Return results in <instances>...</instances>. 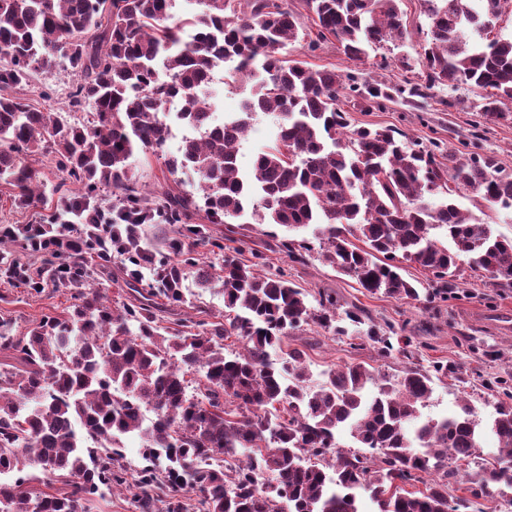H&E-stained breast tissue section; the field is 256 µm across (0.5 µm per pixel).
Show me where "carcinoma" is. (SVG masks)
Wrapping results in <instances>:
<instances>
[{"label":"carcinoma","mask_w":512,"mask_h":512,"mask_svg":"<svg viewBox=\"0 0 512 512\" xmlns=\"http://www.w3.org/2000/svg\"><path fill=\"white\" fill-rule=\"evenodd\" d=\"M175 0H0V45L14 50L0 68V183L14 204L43 201L46 182L29 158L50 156L73 185L55 186L59 214L45 224L0 231V279L31 295L64 288L71 303L18 332L0 315V512H94L98 499L132 490L136 512H363L367 489L378 512H456L448 486L480 447L476 412L420 420L433 372L409 367L395 381L362 362L329 366L311 385L306 352L280 362L268 350L311 325L345 334L336 299L308 293L283 273L241 262L206 224L252 219L299 231L315 226L321 256L371 295L420 299L400 263L427 271L433 292L454 285L460 263L512 286V238L474 221L453 196L465 191L491 208L512 209V168L485 155L439 161L435 150L387 128L351 124L342 95L365 110L397 98L427 100L437 86L465 82L485 91L487 120L511 121L512 39L484 32L501 0H425L430 37L420 83L345 81L336 71L286 61L280 51L299 38L302 17L275 0H196L190 18ZM401 0H305L317 38L335 39L351 60L406 38ZM249 88L241 111L212 129L213 105L198 84L222 65ZM77 73L72 121L17 96L31 72ZM180 94V121L198 136L165 158L170 174L193 172L201 200L171 190L150 202L131 169L136 152L163 150L165 99ZM276 119L272 142L244 173L241 142L259 115ZM170 224L167 254L144 239L141 225ZM205 247L220 267L200 258ZM303 259L311 243L283 242ZM119 263L118 273L112 264ZM152 272L144 280L143 270ZM222 289L224 318L196 319L184 281ZM122 280L134 302L112 306L107 291ZM236 337L238 349L226 340ZM382 357L395 346L374 329ZM375 391H367V384ZM492 429L498 452L490 474L470 483L485 493L512 473V385ZM154 421L146 425L142 407ZM349 433L351 445L340 442ZM168 461L133 468L123 438ZM272 475L261 485L254 471ZM59 482L49 492L35 488ZM422 487H416V484Z\"/></svg>","instance_id":"1"}]
</instances>
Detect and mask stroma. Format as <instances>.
<instances>
[{
    "mask_svg": "<svg viewBox=\"0 0 512 512\" xmlns=\"http://www.w3.org/2000/svg\"><path fill=\"white\" fill-rule=\"evenodd\" d=\"M400 8L407 26V37L398 46L401 55L414 57L411 70L382 66L381 52L368 59H348L336 41H328L316 51H309L306 39L289 44L283 55L289 60L308 62L319 68L336 70L340 75H354L358 80L401 84L419 82L424 72L417 57L429 38V20L424 0H401ZM75 81L71 73L57 71L46 75L34 73L21 96L40 108L67 110L69 91ZM481 91L465 83L435 87L432 99L423 106L402 101L388 103L384 109L370 112L354 107L352 100H341L352 124L390 127L409 141L425 146L439 144L457 155L479 153L495 156L512 166V121H486L480 109ZM177 142L167 143L162 155L138 153L132 161L134 173L144 192L153 195L180 186L187 193L197 191L191 177L174 179L165 164V156L176 153ZM214 236L234 239L238 257L244 263L259 262L262 270L285 271L296 286L310 294L335 295L339 309L357 307L367 316L368 325L349 326L347 335L339 336L319 327L292 334L289 347L303 349L313 373L329 365L362 362L376 374L395 376L405 368L431 370L435 363L449 366L447 377L435 381L433 392L422 410L423 416L440 418L453 412L461 398L474 405L481 422L494 414L496 398L489 380L512 377V287L491 285L483 271L461 264L456 288L447 300H396L369 295L358 282L336 273L326 265L319 250L307 254L304 262H290L281 251L288 239L287 229L274 224H215ZM66 292L31 297L25 288L0 283V314L9 313L20 327L47 314L61 312L68 306ZM405 340L404 352L393 357H379L376 344L366 338L367 329Z\"/></svg>",
    "mask_w": 512,
    "mask_h": 512,
    "instance_id": "obj_1",
    "label": "stroma"
}]
</instances>
